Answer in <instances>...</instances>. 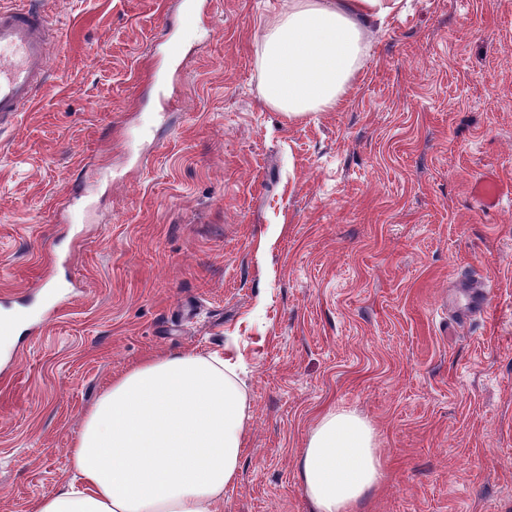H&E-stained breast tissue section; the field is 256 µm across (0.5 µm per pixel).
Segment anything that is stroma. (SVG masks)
I'll list each match as a JSON object with an SVG mask.
<instances>
[{
  "label": "stroma",
  "instance_id": "35a3bbf8",
  "mask_svg": "<svg viewBox=\"0 0 512 512\" xmlns=\"http://www.w3.org/2000/svg\"><path fill=\"white\" fill-rule=\"evenodd\" d=\"M31 2L62 40L0 127V315L28 309L0 346V512L71 478L113 377L182 350L247 396L224 512H312L297 458L330 411L374 430L362 512H512V0H405L343 105L292 120L256 53L288 0L191 26L182 0ZM44 276L77 282L51 312ZM474 192L481 205L485 208H493L499 203L500 188L491 177H485L474 186Z\"/></svg>",
  "mask_w": 512,
  "mask_h": 512
}]
</instances>
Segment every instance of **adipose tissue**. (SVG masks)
<instances>
[{"instance_id":"adipose-tissue-1","label":"adipose tissue","mask_w":512,"mask_h":512,"mask_svg":"<svg viewBox=\"0 0 512 512\" xmlns=\"http://www.w3.org/2000/svg\"><path fill=\"white\" fill-rule=\"evenodd\" d=\"M401 0H288L259 41L266 104L289 118L339 108L371 29ZM246 396L219 354L152 356L113 379L71 448L74 480L33 512H220L246 438ZM313 512H357L381 463L369 424L331 412L298 458Z\"/></svg>"}]
</instances>
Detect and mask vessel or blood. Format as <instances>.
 <instances>
[{
  "label": "vessel or blood",
  "mask_w": 512,
  "mask_h": 512,
  "mask_svg": "<svg viewBox=\"0 0 512 512\" xmlns=\"http://www.w3.org/2000/svg\"><path fill=\"white\" fill-rule=\"evenodd\" d=\"M53 29L36 8H0V124L26 111L45 81ZM474 192L485 208L495 207L500 188L490 177L478 181Z\"/></svg>",
  "instance_id": "1"
}]
</instances>
